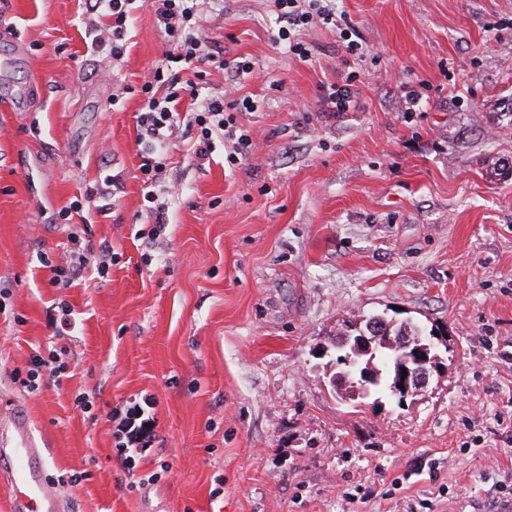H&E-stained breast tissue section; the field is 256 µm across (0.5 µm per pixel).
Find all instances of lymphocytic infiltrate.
I'll list each match as a JSON object with an SVG mask.
<instances>
[{"mask_svg":"<svg viewBox=\"0 0 512 512\" xmlns=\"http://www.w3.org/2000/svg\"><path fill=\"white\" fill-rule=\"evenodd\" d=\"M284 21L276 40L287 47L290 54L307 60L311 51L298 37L300 29L315 25L336 24V12L328 0H274ZM213 0H150L157 21L169 38V49L150 72V79L141 86L143 106L137 118L138 140L148 145L167 146V133L176 126L179 118L175 105L183 99L194 103V121L200 128L197 155H207L214 139L228 142L229 163L249 156L252 137L249 131L238 128L234 115L240 111H253L254 101L233 98L229 95L201 98L199 83L212 70L224 69L228 64L218 42L205 39L204 22ZM192 71L191 79H182L179 68ZM112 262L109 249L94 250L84 245L71 252L67 265H51L53 277L74 279L85 270L93 269L105 274ZM70 361L67 349L46 354L33 353L28 361L25 384L38 389L42 380L61 381Z\"/></svg>","mask_w":512,"mask_h":512,"instance_id":"obj_1","label":"lymphocytic infiltrate"}]
</instances>
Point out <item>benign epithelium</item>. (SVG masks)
Listing matches in <instances>:
<instances>
[{"instance_id": "1", "label": "benign epithelium", "mask_w": 512, "mask_h": 512, "mask_svg": "<svg viewBox=\"0 0 512 512\" xmlns=\"http://www.w3.org/2000/svg\"><path fill=\"white\" fill-rule=\"evenodd\" d=\"M382 321V317L374 316L369 320L367 329L356 325L354 328L336 336V350L343 352L341 363L351 366V356H361L372 352V340L367 333L376 328V323ZM383 344L390 346L399 352L400 372L395 383L390 385L392 394L401 398L411 396L425 388L429 381L431 369L438 364V356L431 354L430 346L422 343L421 339H413L409 336H387ZM403 387H398V384Z\"/></svg>"}]
</instances>
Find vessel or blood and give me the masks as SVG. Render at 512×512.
Segmentation results:
<instances>
[{
  "label": "vessel or blood",
  "instance_id": "vessel-or-blood-1",
  "mask_svg": "<svg viewBox=\"0 0 512 512\" xmlns=\"http://www.w3.org/2000/svg\"><path fill=\"white\" fill-rule=\"evenodd\" d=\"M45 454L25 405L14 403L0 416V476L10 489L11 512H64L60 493L40 465Z\"/></svg>",
  "mask_w": 512,
  "mask_h": 512
}]
</instances>
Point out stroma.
Returning <instances> with one entry per match:
<instances>
[{"instance_id":"obj_1","label":"stroma","mask_w":512,"mask_h":512,"mask_svg":"<svg viewBox=\"0 0 512 512\" xmlns=\"http://www.w3.org/2000/svg\"><path fill=\"white\" fill-rule=\"evenodd\" d=\"M335 7L364 55L317 25L303 62L275 42L273 0H216L208 35L255 73L212 72L200 95L254 100L236 118L256 143L201 160L176 126L155 238L136 123L167 49L153 12L138 0L116 57L81 0H0V100L28 93L0 103V400L27 406L68 512H483L512 473V0ZM347 68L355 109L324 111ZM420 80L442 93L404 111ZM107 177L81 213L108 275L51 283L42 255L72 246L58 212ZM374 314L437 333L440 365L405 401L331 385L332 338ZM61 346L67 378L19 382ZM135 405L151 426L128 470L114 434ZM431 461L436 478L396 485Z\"/></svg>"}]
</instances>
